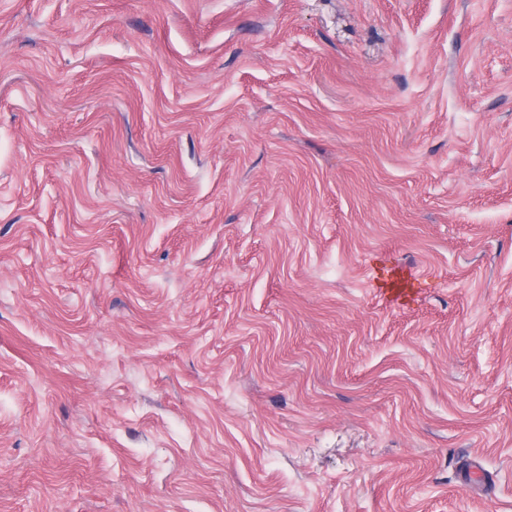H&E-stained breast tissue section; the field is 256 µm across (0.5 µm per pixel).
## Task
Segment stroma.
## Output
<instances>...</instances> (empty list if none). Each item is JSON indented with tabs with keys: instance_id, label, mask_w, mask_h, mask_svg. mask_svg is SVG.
I'll use <instances>...</instances> for the list:
<instances>
[{
	"instance_id": "35a3bbf8",
	"label": "stroma",
	"mask_w": 512,
	"mask_h": 512,
	"mask_svg": "<svg viewBox=\"0 0 512 512\" xmlns=\"http://www.w3.org/2000/svg\"><path fill=\"white\" fill-rule=\"evenodd\" d=\"M0 512H512V0H0Z\"/></svg>"
}]
</instances>
